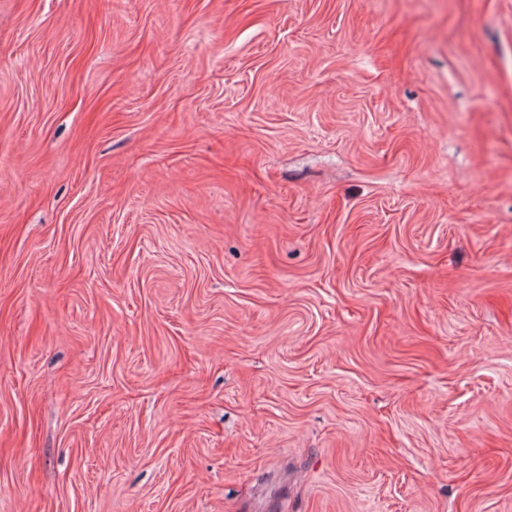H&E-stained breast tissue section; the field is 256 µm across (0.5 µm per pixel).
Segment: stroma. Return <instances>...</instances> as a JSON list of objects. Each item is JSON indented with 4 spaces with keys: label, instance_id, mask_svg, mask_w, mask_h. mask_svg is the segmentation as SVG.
I'll use <instances>...</instances> for the list:
<instances>
[{
    "label": "stroma",
    "instance_id": "35a3bbf8",
    "mask_svg": "<svg viewBox=\"0 0 512 512\" xmlns=\"http://www.w3.org/2000/svg\"><path fill=\"white\" fill-rule=\"evenodd\" d=\"M0 512H512V0H0Z\"/></svg>",
    "mask_w": 512,
    "mask_h": 512
}]
</instances>
